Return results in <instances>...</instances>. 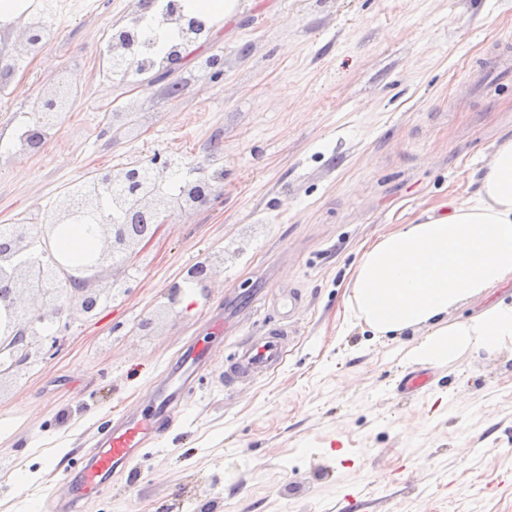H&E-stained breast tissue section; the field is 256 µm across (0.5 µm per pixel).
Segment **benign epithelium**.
<instances>
[{
    "mask_svg": "<svg viewBox=\"0 0 512 512\" xmlns=\"http://www.w3.org/2000/svg\"><path fill=\"white\" fill-rule=\"evenodd\" d=\"M172 20L181 27L182 40L197 42L210 37L212 29L206 22L188 17L178 6H173ZM138 13L127 16L123 27L112 37L109 49L110 62L114 70L131 69L137 65L133 52L134 32ZM203 74L212 79L224 75V59L218 54L205 58L200 64ZM183 160L171 155L154 154L148 161H132L118 171L97 169L85 179L69 185L55 212L62 220L71 213H81L89 209L96 196H120L135 189L146 177H160L175 169ZM215 188L209 183L196 184L184 198L175 202L159 201L149 195L141 198L140 204L153 215L154 224L145 232L131 228L112 227V235L104 241L103 252L98 262L83 272H73L62 264L54 254L53 225L51 224H3L1 235L11 236L12 253L27 251L32 243H39L45 256V264L40 269V286L31 283V272L23 265L10 263V258L0 257V276L8 277L12 294V311L8 322L9 333L0 334V383L13 379L19 368L39 359L55 355L65 336L70 331L73 313L88 319L97 312L86 306L90 296H98L105 303L119 294L129 295L138 287V281L127 276L112 283L105 289L92 288L95 280L107 267H120L123 271L137 265L146 247L157 237L167 223L173 209L191 207L207 203L214 195ZM210 265L204 262L190 267L182 283L168 289L167 307H174L184 291V284H199L210 276ZM29 296L35 300L31 307L22 308L18 299ZM53 323L54 329L46 331L42 323Z\"/></svg>",
    "mask_w": 512,
    "mask_h": 512,
    "instance_id": "obj_1",
    "label": "benign epithelium"
}]
</instances>
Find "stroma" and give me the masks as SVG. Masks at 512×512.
<instances>
[{"label": "stroma", "instance_id": "obj_1", "mask_svg": "<svg viewBox=\"0 0 512 512\" xmlns=\"http://www.w3.org/2000/svg\"><path fill=\"white\" fill-rule=\"evenodd\" d=\"M34 7L54 32L39 52L29 20L0 28V225L156 152L216 175L217 195L170 217L132 294L72 316L54 357L0 386V512L62 490L51 465L145 405L188 343L209 356L192 397L85 512H340L351 492L356 512H512V349L462 352L404 389L423 330L373 335L349 288L367 245L441 198L473 199L512 133V77L486 63L512 45V0H246L183 61L175 96L151 75L101 74L106 35L137 0ZM212 54L218 81L195 67ZM60 84L73 102L44 148L12 146L15 120L37 119ZM206 260V297L164 310ZM145 318L149 333L132 334ZM219 319L230 327L215 331ZM281 327L283 362L225 387L236 347ZM211 268L210 265L204 262L197 263L190 267L185 276L183 277L182 283L199 284L210 276ZM183 284L175 283L171 288L168 289L167 307H174L180 300V297L184 291Z\"/></svg>", "mask_w": 512, "mask_h": 512}]
</instances>
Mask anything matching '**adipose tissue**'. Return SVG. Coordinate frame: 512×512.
Here are the masks:
<instances>
[{"label": "adipose tissue", "mask_w": 512, "mask_h": 512, "mask_svg": "<svg viewBox=\"0 0 512 512\" xmlns=\"http://www.w3.org/2000/svg\"><path fill=\"white\" fill-rule=\"evenodd\" d=\"M512 283V135L498 144L474 200H441L366 247L352 307L376 335L422 328L409 352L436 365L467 350L512 347V301L449 322L450 309Z\"/></svg>", "instance_id": "obj_1"}]
</instances>
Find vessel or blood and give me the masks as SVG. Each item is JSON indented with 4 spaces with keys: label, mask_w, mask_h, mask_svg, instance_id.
Listing matches in <instances>:
<instances>
[{
    "label": "vessel or blood",
    "mask_w": 512,
    "mask_h": 512,
    "mask_svg": "<svg viewBox=\"0 0 512 512\" xmlns=\"http://www.w3.org/2000/svg\"><path fill=\"white\" fill-rule=\"evenodd\" d=\"M283 354L282 336L253 340L228 365L224 380L232 384L268 369L278 364ZM206 363L203 349L185 345L165 366L149 406L116 412L84 452L70 461L63 475L68 491L52 495L39 512H82L86 500L99 496L116 475L129 471L134 462L149 454L162 431L174 422Z\"/></svg>",
    "instance_id": "obj_1"
}]
</instances>
